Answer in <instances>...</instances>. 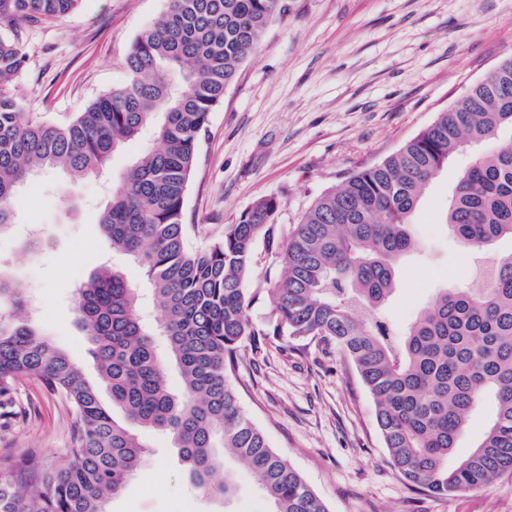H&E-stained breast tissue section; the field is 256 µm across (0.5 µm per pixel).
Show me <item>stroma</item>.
Here are the masks:
<instances>
[{"label": "stroma", "mask_w": 512, "mask_h": 512, "mask_svg": "<svg viewBox=\"0 0 512 512\" xmlns=\"http://www.w3.org/2000/svg\"><path fill=\"white\" fill-rule=\"evenodd\" d=\"M258 50L209 115L183 206L191 248L208 247L256 202L280 203L283 230L299 223L322 193L351 173L377 165L429 126L512 52V0H283ZM169 0H82L46 22L0 27L19 40L27 68L15 92L24 109L62 124L121 86L134 38L156 24ZM157 144L153 128L111 155L107 177L70 182L41 173L23 190L17 230L0 235V259L28 291L46 338L90 382L97 364L79 325L75 290L107 265L145 282L113 253L99 224L113 178ZM449 161L427 189L410 226L415 243L397 271V289L381 311L358 307L364 320L410 322L439 289L465 281L467 250L442 224L448 198L475 152ZM35 234L41 248L19 250ZM234 386L249 419L288 460L327 512H512V472L449 496L418 494L388 461L375 406L353 365L333 346L267 337L261 351L240 349ZM13 417L0 420V456L35 454L66 466L71 415L66 402L33 378L22 379ZM148 463L107 512H270L253 472L234 458L229 502L194 489L169 436L140 434Z\"/></svg>", "instance_id": "obj_1"}]
</instances>
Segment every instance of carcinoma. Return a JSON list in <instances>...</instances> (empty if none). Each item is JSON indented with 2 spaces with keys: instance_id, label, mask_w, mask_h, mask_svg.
Returning a JSON list of instances; mask_svg holds the SVG:
<instances>
[{
  "instance_id": "cac0c4a2",
  "label": "carcinoma",
  "mask_w": 512,
  "mask_h": 512,
  "mask_svg": "<svg viewBox=\"0 0 512 512\" xmlns=\"http://www.w3.org/2000/svg\"><path fill=\"white\" fill-rule=\"evenodd\" d=\"M81 2L0 0V23L52 19ZM280 9V0H169L165 17L133 40L126 84L65 125L20 111L12 89L26 54L0 35V234L15 224L20 190L38 172L97 175L152 126L158 147L117 179L99 223L112 250L140 268L163 311L145 322L141 289L118 270L101 267L76 289L109 407L25 316L27 290L0 260V409L21 378L33 377L64 396L73 418L66 468L51 470L33 454L0 458V512H106L146 461L136 427L171 437L191 483L213 498L235 491L229 473L214 478L230 454L251 468L271 512H326L245 414L232 384L242 343L258 349L271 334L299 347L331 342L343 352L372 397L389 462L413 488L448 496L512 470V252L495 256L480 281L440 289L401 336L354 313L361 303L380 308L396 290L397 262L414 248L412 217L448 161L512 131V52L396 154L318 198L283 250L274 198L224 225L208 248L187 246L182 211L200 134ZM444 225L469 249L512 240V140L475 155ZM260 239L280 267L276 279L264 278L274 283L270 332L248 315L261 291L246 288ZM172 366L183 380L178 393L167 381ZM484 402L492 406L486 432L448 465L471 411Z\"/></svg>"
}]
</instances>
